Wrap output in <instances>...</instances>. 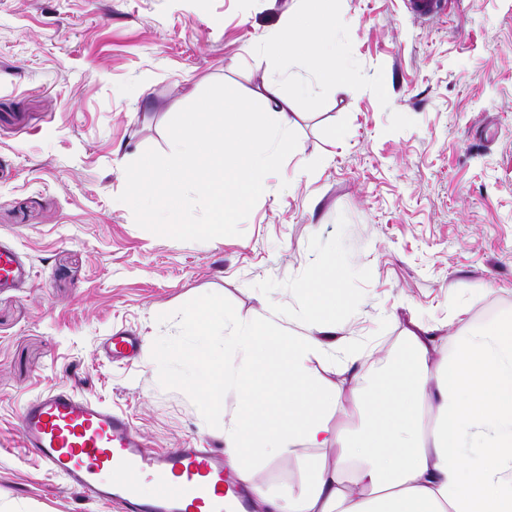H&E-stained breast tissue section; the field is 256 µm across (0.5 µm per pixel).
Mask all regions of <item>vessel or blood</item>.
Returning <instances> with one entry per match:
<instances>
[{
	"label": "vessel or blood",
	"instance_id": "vessel-or-blood-1",
	"mask_svg": "<svg viewBox=\"0 0 512 512\" xmlns=\"http://www.w3.org/2000/svg\"><path fill=\"white\" fill-rule=\"evenodd\" d=\"M30 268L0 242V288L27 281ZM140 337L116 334L106 352L122 361L135 356ZM22 445L59 474L82 497L117 503L125 512H249V497L224 468V458L209 448L149 447L125 415L81 393L59 388L28 402L20 416ZM148 477L156 491L145 497L139 480Z\"/></svg>",
	"mask_w": 512,
	"mask_h": 512
}]
</instances>
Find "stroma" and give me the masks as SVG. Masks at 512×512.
Masks as SVG:
<instances>
[{
    "mask_svg": "<svg viewBox=\"0 0 512 512\" xmlns=\"http://www.w3.org/2000/svg\"><path fill=\"white\" fill-rule=\"evenodd\" d=\"M299 0H0V238L33 267L0 289V504L12 512H120L83 498L23 448L19 419L59 387L124 414L157 449L223 451L233 413L153 368L178 354L197 305L303 322L302 285L352 268L337 339L382 368L416 321L440 340L512 311V0H454L414 18L408 0H341L364 74L389 98L289 102L301 151L270 175L242 235L177 241L115 205L125 166L168 153L166 115L223 82L257 100L255 46ZM415 120L388 131L391 112ZM307 174L292 182L294 169ZM143 339L131 359L103 351ZM142 345L139 336L115 334L111 336L106 344V352L113 361H122L135 356Z\"/></svg>",
    "mask_w": 512,
    "mask_h": 512,
    "instance_id": "stroma-1",
    "label": "stroma"
}]
</instances>
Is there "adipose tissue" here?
Here are the masks:
<instances>
[{
  "label": "adipose tissue",
  "instance_id": "1",
  "mask_svg": "<svg viewBox=\"0 0 512 512\" xmlns=\"http://www.w3.org/2000/svg\"><path fill=\"white\" fill-rule=\"evenodd\" d=\"M345 304L339 289L305 286L308 330L291 333L207 298L179 357L163 350L155 364L212 409L235 395L226 465L271 512H512V313L448 348L418 323L382 374L344 394L310 363L363 358L324 341ZM322 448L332 460L310 457ZM284 456L301 460L298 483L253 482L254 464Z\"/></svg>",
  "mask_w": 512,
  "mask_h": 512
}]
</instances>
